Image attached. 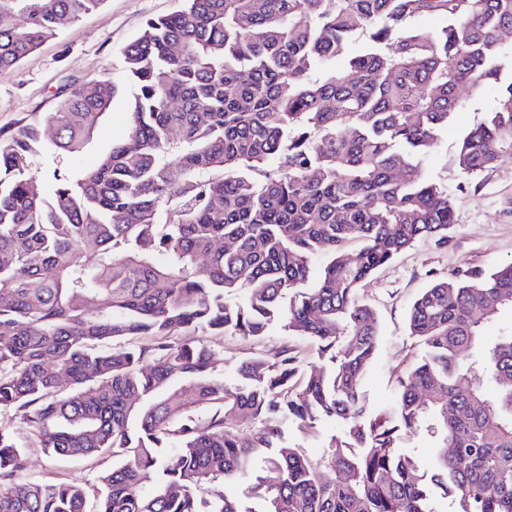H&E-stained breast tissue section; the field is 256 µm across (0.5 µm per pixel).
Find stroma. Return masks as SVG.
Masks as SVG:
<instances>
[{
	"label": "stroma",
	"instance_id": "obj_1",
	"mask_svg": "<svg viewBox=\"0 0 512 512\" xmlns=\"http://www.w3.org/2000/svg\"><path fill=\"white\" fill-rule=\"evenodd\" d=\"M184 5L183 0H106L101 9L75 23L61 25L58 36L7 72H0V127L17 126L31 113H48L54 95L65 81L86 83L104 74L119 75L121 50L137 35L141 25ZM133 89L121 84L99 130L77 157L65 160L68 168H89L113 142L127 133L128 102ZM464 107L453 114L439 134L436 146L423 155L421 173L446 189L455 200V226L447 246L422 240L403 251L361 288L360 296L376 312L380 343L366 376L363 391L368 405L377 411L391 406L399 376L420 360L422 347L408 334L407 313L413 299L434 277L459 271L486 272L512 261V151L501 153L495 167L476 177L463 175L457 153L463 137L495 105L493 91L467 93ZM214 351L213 374L227 387L240 384L239 365L256 355L272 357L283 345L296 347L301 365H319L315 343L293 336L282 323L269 326L265 336L254 340L239 336L205 337ZM0 426L25 444L24 478L52 483L68 481L95 492L101 472L112 461L101 457L56 459L28 441V427L14 412H0ZM286 440L317 455L338 431L334 420L297 426L281 422Z\"/></svg>",
	"mask_w": 512,
	"mask_h": 512
}]
</instances>
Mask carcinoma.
Listing matches in <instances>:
<instances>
[{"label":"carcinoma","instance_id":"carcinoma-1","mask_svg":"<svg viewBox=\"0 0 512 512\" xmlns=\"http://www.w3.org/2000/svg\"><path fill=\"white\" fill-rule=\"evenodd\" d=\"M103 2L0 0V72ZM424 16L448 25L417 27ZM507 27L512 0H185L122 49L129 132L95 169L33 173L46 152L82 151L112 77L65 83L54 111L0 129V410L51 455L118 460L93 512H255L227 492L252 476L261 512H439V497L512 512V329L483 335L512 313V262L418 295L408 328L424 355L388 415L362 391L379 331L360 298L417 241L448 243L454 199L420 157L460 90L495 91L461 172L512 151ZM237 290L243 303L224 302ZM275 320L329 369L302 370L285 345L229 389L209 346L170 341L259 338ZM240 416L247 433L230 427ZM322 417L341 434L317 458L281 437L283 420ZM402 431L431 438V474L400 452ZM23 456L0 427V512H88L84 486L21 478Z\"/></svg>","mask_w":512,"mask_h":512}]
</instances>
